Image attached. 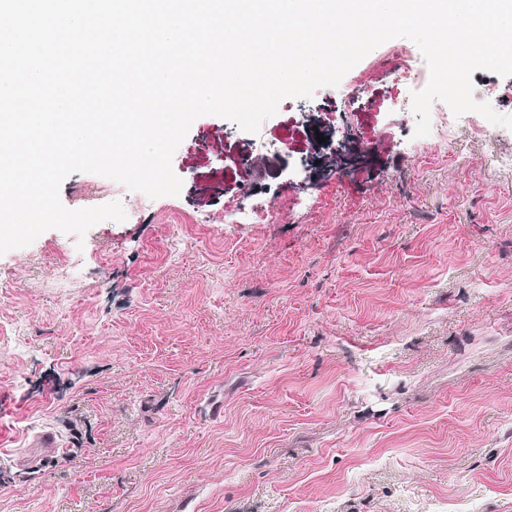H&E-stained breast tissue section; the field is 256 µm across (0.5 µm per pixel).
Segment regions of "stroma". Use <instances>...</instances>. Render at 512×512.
Returning a JSON list of instances; mask_svg holds the SVG:
<instances>
[{
	"instance_id": "obj_1",
	"label": "stroma",
	"mask_w": 512,
	"mask_h": 512,
	"mask_svg": "<svg viewBox=\"0 0 512 512\" xmlns=\"http://www.w3.org/2000/svg\"><path fill=\"white\" fill-rule=\"evenodd\" d=\"M400 44L353 68L365 163L315 143L345 77L256 134L197 118L180 195L63 180L126 218L0 255V512H512V130L423 151Z\"/></svg>"
}]
</instances>
